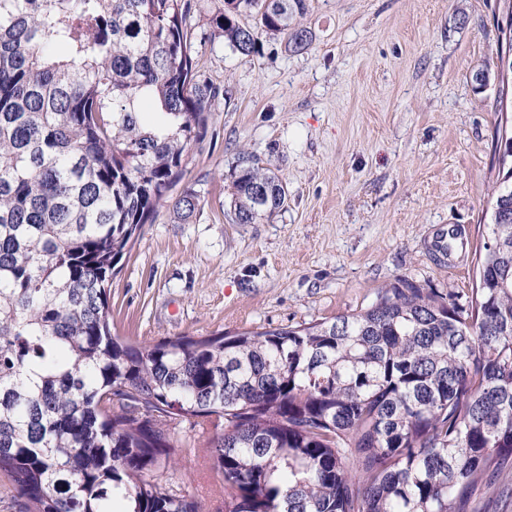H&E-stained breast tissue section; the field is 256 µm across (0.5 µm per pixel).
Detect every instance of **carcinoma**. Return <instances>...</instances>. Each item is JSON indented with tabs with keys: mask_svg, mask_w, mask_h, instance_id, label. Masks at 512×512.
Listing matches in <instances>:
<instances>
[{
	"mask_svg": "<svg viewBox=\"0 0 512 512\" xmlns=\"http://www.w3.org/2000/svg\"><path fill=\"white\" fill-rule=\"evenodd\" d=\"M260 27L240 22L253 9ZM306 0H224L211 37L307 49ZM191 0H0V474L20 512H202L171 470L203 448L224 512H480L512 476V188L495 182L470 301L398 280L352 314L139 346L109 285L167 202L220 91ZM232 221L288 194L254 154ZM271 192L257 202L255 188ZM112 405H107V402Z\"/></svg>",
	"mask_w": 512,
	"mask_h": 512,
	"instance_id": "carcinoma-1",
	"label": "carcinoma"
}]
</instances>
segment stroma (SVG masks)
I'll list each match as a JSON object with an SVG mask.
<instances>
[{
    "label": "stroma",
    "instance_id": "stroma-1",
    "mask_svg": "<svg viewBox=\"0 0 512 512\" xmlns=\"http://www.w3.org/2000/svg\"><path fill=\"white\" fill-rule=\"evenodd\" d=\"M197 70L221 90L203 138L112 280V333L138 345L234 335L352 313L405 279L468 299L490 222L496 145L512 132V97L476 89L493 64L512 0H308L307 50L263 39L233 53L210 36L224 0H194ZM464 10L468 22L454 17ZM282 179L272 221L231 220L229 174L240 151ZM462 234L444 257L439 229ZM176 476L204 512H224L219 477L193 455L188 429Z\"/></svg>",
    "mask_w": 512,
    "mask_h": 512
}]
</instances>
